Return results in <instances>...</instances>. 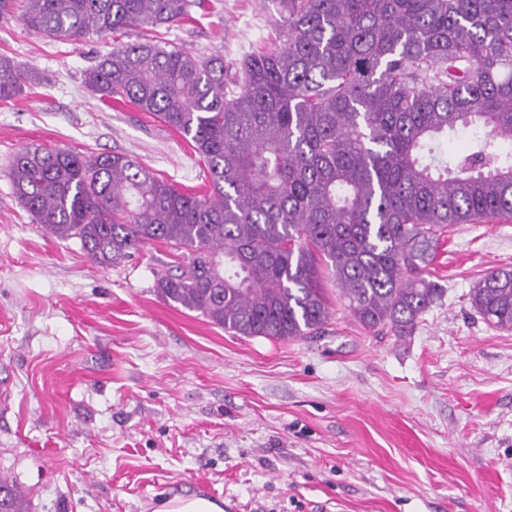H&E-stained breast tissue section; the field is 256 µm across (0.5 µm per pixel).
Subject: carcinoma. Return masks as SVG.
Wrapping results in <instances>:
<instances>
[{
    "label": "carcinoma",
    "mask_w": 512,
    "mask_h": 512,
    "mask_svg": "<svg viewBox=\"0 0 512 512\" xmlns=\"http://www.w3.org/2000/svg\"><path fill=\"white\" fill-rule=\"evenodd\" d=\"M196 0H0V16L81 42L190 16ZM282 40L224 83V57L145 40L84 71L92 91L179 132L210 175L183 192L122 153L17 152L13 191L101 266L159 242L162 298L236 336L287 341L333 316L413 332L445 294L428 279L457 224L512 220V0H277ZM36 80L0 54V99ZM472 134L445 156L444 141ZM472 310L512 331V269L472 284ZM0 512H26L0 479Z\"/></svg>",
    "instance_id": "1"
}]
</instances>
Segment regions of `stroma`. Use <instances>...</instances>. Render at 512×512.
I'll return each mask as SVG.
<instances>
[{
	"mask_svg": "<svg viewBox=\"0 0 512 512\" xmlns=\"http://www.w3.org/2000/svg\"><path fill=\"white\" fill-rule=\"evenodd\" d=\"M278 18L274 0H208L197 19L76 44L0 18V54L38 77L0 100V478L29 512H153L189 494L224 512H512V331L468 302L487 269L512 268V223L449 231L432 265L446 293L412 335L362 328L331 287L322 334L271 341L162 298L166 247L98 265L13 192L31 144L122 153L204 190L179 133L84 71L153 39L223 55L229 81Z\"/></svg>",
	"mask_w": 512,
	"mask_h": 512,
	"instance_id": "1",
	"label": "stroma"
}]
</instances>
